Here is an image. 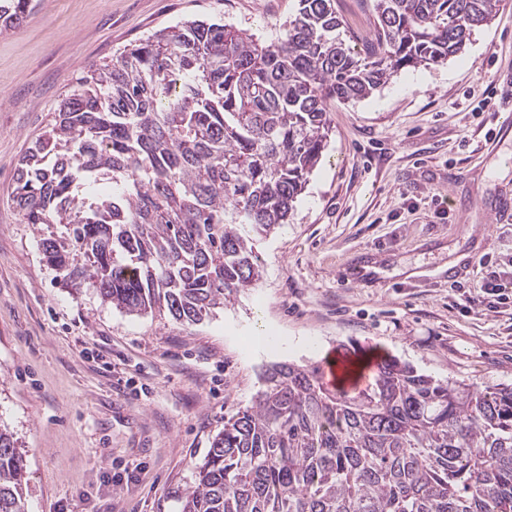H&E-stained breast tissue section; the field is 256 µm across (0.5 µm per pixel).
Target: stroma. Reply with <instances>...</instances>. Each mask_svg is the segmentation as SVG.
I'll return each mask as SVG.
<instances>
[{
	"label": "stroma",
	"instance_id": "obj_1",
	"mask_svg": "<svg viewBox=\"0 0 512 512\" xmlns=\"http://www.w3.org/2000/svg\"><path fill=\"white\" fill-rule=\"evenodd\" d=\"M33 2L0 33V424L25 456V512H180L195 466L273 362L362 352L512 385V223L489 219L512 199V128L497 119L512 113V0L447 61L331 104L293 216L253 242L259 287L195 325L62 288L40 229L20 219L17 168L89 66L186 20L276 39L296 0ZM491 271L507 303L467 306Z\"/></svg>",
	"mask_w": 512,
	"mask_h": 512
}]
</instances>
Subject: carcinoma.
<instances>
[{"label": "carcinoma", "instance_id": "1", "mask_svg": "<svg viewBox=\"0 0 512 512\" xmlns=\"http://www.w3.org/2000/svg\"><path fill=\"white\" fill-rule=\"evenodd\" d=\"M31 0L0 3V31ZM347 45L336 0H297L282 38L222 22L155 31L91 66L20 162L24 224L64 288L133 315L196 324L263 268L251 234L288 222L320 163L329 105L399 70L440 63L501 0H372ZM112 184L87 197L74 174ZM224 422L181 512H512V386L441 382L396 358L350 392L317 367L274 363ZM25 464L0 426V512H24Z\"/></svg>", "mask_w": 512, "mask_h": 512}]
</instances>
